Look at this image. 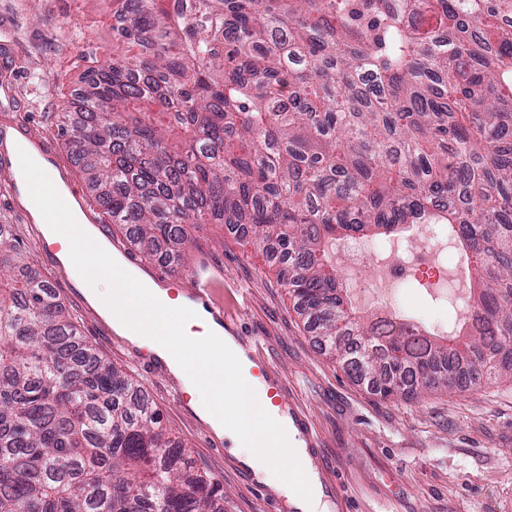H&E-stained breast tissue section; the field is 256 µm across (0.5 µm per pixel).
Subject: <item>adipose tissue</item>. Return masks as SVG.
<instances>
[{"label": "adipose tissue", "mask_w": 512, "mask_h": 512, "mask_svg": "<svg viewBox=\"0 0 512 512\" xmlns=\"http://www.w3.org/2000/svg\"><path fill=\"white\" fill-rule=\"evenodd\" d=\"M25 147L26 170L51 182L64 204L66 220L44 221L45 202L29 189H22L20 202L39 223L48 243L59 244L58 256L77 284H94L90 302L110 321L118 336L134 347L148 348L163 361L169 373L183 383L192 396L195 412L218 436L231 441L245 439L238 449L241 463L271 488L290 498L300 512H318L322 505L321 482L316 470L304 464V449L287 415L271 418L254 380L247 372L249 361L234 337L202 304L181 295L170 297L167 288L145 274L125 267L112 254L99 231L84 221L83 212L68 195L59 169L34 147ZM80 229L94 247L76 249L72 229ZM197 341V348L183 351L176 340ZM234 381L233 398L224 396V379Z\"/></svg>", "instance_id": "ef3b65f1"}]
</instances>
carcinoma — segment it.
<instances>
[{
	"mask_svg": "<svg viewBox=\"0 0 512 512\" xmlns=\"http://www.w3.org/2000/svg\"><path fill=\"white\" fill-rule=\"evenodd\" d=\"M58 126L146 256L251 236L322 349L386 398L512 377V0H113ZM446 224L478 285L444 334L361 326L336 242ZM0 512H224L0 228Z\"/></svg>",
	"mask_w": 512,
	"mask_h": 512,
	"instance_id": "carcinoma-1",
	"label": "carcinoma"
}]
</instances>
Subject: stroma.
<instances>
[{
  "label": "stroma",
  "instance_id": "1",
  "mask_svg": "<svg viewBox=\"0 0 512 512\" xmlns=\"http://www.w3.org/2000/svg\"><path fill=\"white\" fill-rule=\"evenodd\" d=\"M4 32L12 40L0 46V75H6L18 108L0 112V127L19 118L33 134L53 139L57 166H69L74 180L85 184L56 123L60 113L75 111L87 68L111 55V13L98 0H0ZM20 208L18 199L0 195V224L10 225L24 244L33 269L59 294L81 339L139 383L166 429L222 487L225 512H270L269 488L247 482L240 461L210 444L209 427L181 403L177 381L154 373L144 350L88 313L66 269L50 258L38 224L16 220ZM188 233L186 259L169 268L185 274L204 261L213 265L224 281L215 297L225 316L256 339L272 375L286 378L290 402L317 436L322 481L339 482L350 495L346 508L325 495L324 512H512V380L465 391L438 389L408 401L383 398L320 349L276 267L236 231L195 224ZM379 310L428 322L449 317L447 303L421 299L410 286Z\"/></svg>",
  "mask_w": 512,
  "mask_h": 512
}]
</instances>
